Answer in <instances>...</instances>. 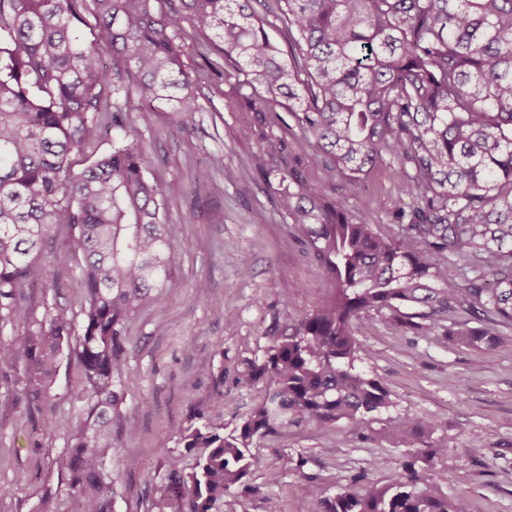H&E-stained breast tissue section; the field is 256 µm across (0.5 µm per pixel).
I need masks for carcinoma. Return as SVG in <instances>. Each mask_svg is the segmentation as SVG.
<instances>
[{"mask_svg": "<svg viewBox=\"0 0 512 512\" xmlns=\"http://www.w3.org/2000/svg\"><path fill=\"white\" fill-rule=\"evenodd\" d=\"M93 2L99 34L112 44L115 81L95 43L80 32ZM163 0H0V323L12 320L23 289L48 276L33 253L58 221L83 255L77 356L89 411L71 425L65 463L72 512H112V410L121 399L119 346L131 314L154 288L172 286L176 250L151 158L137 129L119 124L112 152L75 174L69 154L101 134L109 94L126 112L172 102L175 124L199 108L185 42ZM198 31L234 63L237 83L256 92L241 134L265 137L267 113L288 102L298 128L329 156L325 181L361 174L386 155L412 164L399 188L419 201L401 214L404 234L383 238L357 221L348 201L295 178L288 167L257 170L278 183L288 216L325 269L327 298L244 377L265 376V396L237 435L208 421L187 428L184 447L201 452L189 473L174 463L172 512H236L234 487L254 465V439L303 422L345 419L360 431L389 405V391L356 370L354 325L373 309L408 307L407 324L435 340L438 317L476 305L493 314L448 335L476 347L502 343L512 325V0H180ZM265 10L260 14L253 3ZM288 26L291 60L265 31L267 15ZM448 254L451 265L437 256ZM463 278L464 286L455 283ZM75 319L59 308L20 343L0 342V363L25 361L22 385L46 396ZM431 423L385 420L384 434L415 449L381 488L341 487L321 512H456L447 475L416 468L447 454L427 442Z\"/></svg>", "mask_w": 512, "mask_h": 512, "instance_id": "1", "label": "carcinoma"}]
</instances>
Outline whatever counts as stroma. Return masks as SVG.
Here are the masks:
<instances>
[{"instance_id": "stroma-1", "label": "stroma", "mask_w": 512, "mask_h": 512, "mask_svg": "<svg viewBox=\"0 0 512 512\" xmlns=\"http://www.w3.org/2000/svg\"><path fill=\"white\" fill-rule=\"evenodd\" d=\"M184 33L186 63L201 88L202 108L184 127L170 112L105 110L108 133L75 149L73 172L111 152L117 123L133 125L162 188L167 234L177 262L173 285L157 288L131 315L121 344L124 399L112 422L114 448L107 461L112 512H169L167 473L173 460L191 467L195 454L182 441L186 428L211 416L224 434L239 430L260 402L263 384L239 377L262 363L289 325L325 298L328 282L282 208L274 187L259 177L255 160L285 164L300 180L319 184L328 157L297 127L287 108L268 119L269 143L244 138L242 115L209 93L219 55L207 36L194 32L179 0L163 4ZM392 157L368 169L360 193L349 198L358 221L389 239L401 238L398 215L414 194L399 191ZM49 279L26 288L12 322L0 326V342H20L48 312L79 313L77 286L82 253L68 225L54 227L38 255ZM248 274H241V267ZM205 290H198V282ZM396 311L363 315L355 335L366 356L355 366L379 380L391 396L382 417L415 415L434 426L433 444L446 455L428 467L446 473V490L459 512H512V326L505 343L477 349L439 342L402 326ZM23 364L0 363V512H42L53 500L71 512L72 498L60 461L69 451L68 430L85 417L86 384L76 354L62 355L46 399H32L21 384ZM252 492H237V512H320L318 496L351 482L382 486L400 471L411 451L380 438H362L346 421L329 428L301 424L254 442ZM383 468H373V460Z\"/></svg>"}]
</instances>
